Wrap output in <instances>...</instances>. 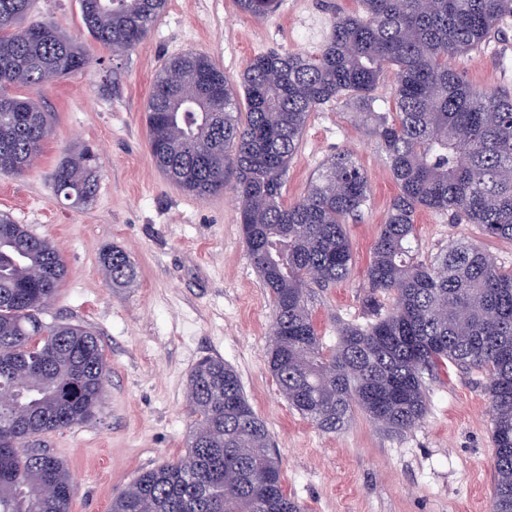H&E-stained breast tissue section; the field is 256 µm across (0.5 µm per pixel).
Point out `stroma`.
I'll list each match as a JSON object with an SVG mask.
<instances>
[{"label":"stroma","mask_w":512,"mask_h":512,"mask_svg":"<svg viewBox=\"0 0 512 512\" xmlns=\"http://www.w3.org/2000/svg\"><path fill=\"white\" fill-rule=\"evenodd\" d=\"M360 9L358 0H281L276 13L258 19L234 0H168L148 37L115 54L87 34L79 0H35L32 18L55 22L93 58L87 73L40 92L53 132L36 167L0 175V213L52 240L67 266L45 321L96 333L110 370L92 421L40 438L73 476L71 512H109L142 471L184 454L192 428L188 376L210 356L237 372L268 427L284 489L304 512H490L494 444L485 375L452 366L426 377L427 413L410 430L388 431L357 410L342 430L322 431L288 404L269 369L271 297L244 243L233 192L187 194L164 178L147 145L145 104L168 58L204 52L234 83L256 54L317 51L333 16ZM312 19L321 22L314 39L307 35ZM455 66L475 85L512 94V19ZM85 145L99 156V187L92 201L73 206L55 196L52 173L69 150ZM341 152L367 171L372 194L368 208L347 224L348 278L313 288L309 298L327 346L342 325L374 319L366 304L367 267L398 192L373 117L338 101L311 114L288 166L284 201L303 196L317 168ZM415 224L425 257L465 237L483 242L499 265L512 269V241L485 238L476 225L430 210L419 211ZM112 245L135 265L133 287L107 283L100 257Z\"/></svg>","instance_id":"1"}]
</instances>
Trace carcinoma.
<instances>
[{
  "mask_svg": "<svg viewBox=\"0 0 512 512\" xmlns=\"http://www.w3.org/2000/svg\"><path fill=\"white\" fill-rule=\"evenodd\" d=\"M336 17L314 54L270 50L251 58L241 88L205 53L186 51L158 72L146 103L156 166L184 191L206 198L231 188L243 235L273 303L269 367L289 405L327 432L358 408L392 432L424 416L422 379L448 366L485 374L494 443L491 512H512V269L461 238L421 257L422 209L478 224L512 241V97L463 78L453 61L489 44L512 16V0H360ZM34 0H0V174L31 169L52 133V114L14 87L38 92L55 78L85 73L87 49L51 20L27 22ZM90 37L113 53L136 48L167 0H79ZM264 18L278 0H236ZM394 76L393 114L375 133L398 186L373 247L367 303L375 320L338 331L326 348L308 305L311 285L345 280L352 265L348 220L370 200L365 169L350 154L323 163L307 193L282 200L288 165L311 113L344 100L372 111V92ZM98 157L74 150L52 179L57 198L91 201ZM108 283L128 288L135 266L121 248L101 255ZM67 268L56 246L0 214V512H70L67 465L26 440L96 414L108 366L100 338L46 323V299ZM394 293L379 313L376 293ZM192 430L185 455L142 472L111 512H302L285 492L265 422L237 373L202 359L188 379Z\"/></svg>",
  "mask_w": 512,
  "mask_h": 512,
  "instance_id": "1",
  "label": "carcinoma"
}]
</instances>
